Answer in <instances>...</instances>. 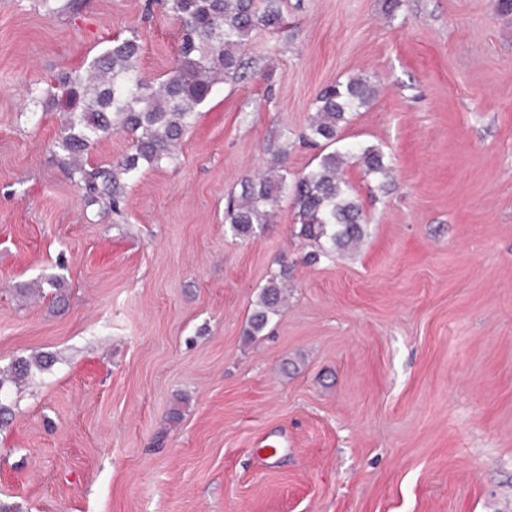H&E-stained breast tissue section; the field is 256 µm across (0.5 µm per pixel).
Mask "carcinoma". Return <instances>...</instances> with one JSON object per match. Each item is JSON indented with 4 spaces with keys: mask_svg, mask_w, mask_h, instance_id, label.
<instances>
[{
    "mask_svg": "<svg viewBox=\"0 0 512 512\" xmlns=\"http://www.w3.org/2000/svg\"><path fill=\"white\" fill-rule=\"evenodd\" d=\"M165 12L179 26L177 56L162 80L145 75L139 66V33L128 31L93 57L82 71L61 70L44 84L27 89L33 108H58L61 130L54 148L67 176L82 185L84 202L118 213L126 194V181L147 168H159L177 159L176 149L195 124L198 109L221 82L243 77L247 63L240 50L258 29L275 30L284 23V0H161ZM366 78L352 77L319 90L303 138L324 149L309 170L288 169L286 150H272L268 172L248 177L241 192L229 198L226 232L240 239L255 236L269 223L270 207L289 197L298 235L318 243L309 260L350 252L366 236L362 207L343 168L355 163L364 175L384 186L392 164L374 146L358 150L341 144L343 124L375 97ZM130 137L129 149L109 166L93 165L89 149L114 134ZM288 265L261 288L244 333L256 336L277 316L285 300ZM45 356L31 362L20 359L0 374V395L26 379L32 368L51 366Z\"/></svg>",
    "mask_w": 512,
    "mask_h": 512,
    "instance_id": "carcinoma-1",
    "label": "carcinoma"
}]
</instances>
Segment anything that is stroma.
<instances>
[{"label": "stroma", "instance_id": "obj_1", "mask_svg": "<svg viewBox=\"0 0 512 512\" xmlns=\"http://www.w3.org/2000/svg\"><path fill=\"white\" fill-rule=\"evenodd\" d=\"M0 0V369L49 356L0 422L11 512H512V12L502 0H287L241 49L173 163L121 215L85 205L28 119L30 85L139 29L149 76L177 25L146 0ZM376 96L344 142L359 249L306 263L289 201L256 236L224 208L269 149L311 168L316 92ZM288 303L245 335L280 266ZM62 279L45 286L49 275ZM42 288L41 297L20 295Z\"/></svg>", "mask_w": 512, "mask_h": 512}]
</instances>
